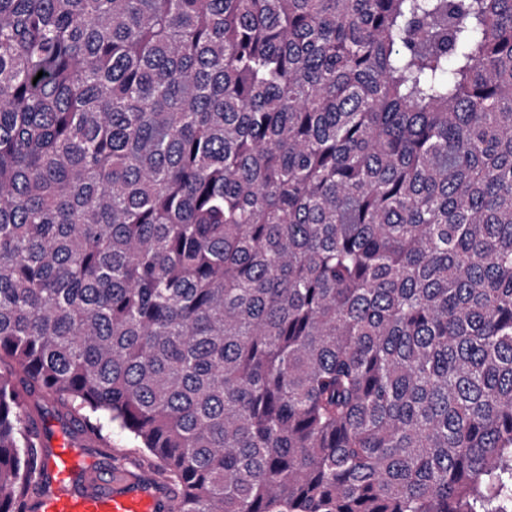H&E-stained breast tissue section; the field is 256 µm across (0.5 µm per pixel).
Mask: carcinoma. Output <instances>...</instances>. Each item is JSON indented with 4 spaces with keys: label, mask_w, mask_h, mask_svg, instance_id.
<instances>
[{
    "label": "carcinoma",
    "mask_w": 512,
    "mask_h": 512,
    "mask_svg": "<svg viewBox=\"0 0 512 512\" xmlns=\"http://www.w3.org/2000/svg\"><path fill=\"white\" fill-rule=\"evenodd\" d=\"M36 391L177 512H512V0H0V512ZM132 448L133 444L128 435L114 429L112 433V458L120 459L121 463L125 464L126 470L131 473H139L144 467L150 468L147 461H143L139 454L132 453ZM129 459L136 462L127 463Z\"/></svg>",
    "instance_id": "cac0c4a2"
}]
</instances>
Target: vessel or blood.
<instances>
[{"mask_svg": "<svg viewBox=\"0 0 512 512\" xmlns=\"http://www.w3.org/2000/svg\"><path fill=\"white\" fill-rule=\"evenodd\" d=\"M26 512H176L155 470L103 476L74 443L57 437L34 478Z\"/></svg>", "mask_w": 512, "mask_h": 512, "instance_id": "obj_1", "label": "vessel or blood"}]
</instances>
